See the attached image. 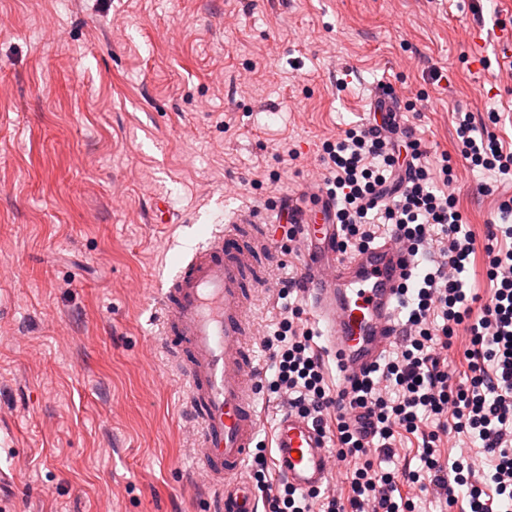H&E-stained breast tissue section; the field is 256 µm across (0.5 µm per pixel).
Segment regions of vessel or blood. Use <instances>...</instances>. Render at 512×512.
I'll list each match as a JSON object with an SVG mask.
<instances>
[{
	"label": "vessel or blood",
	"instance_id": "1",
	"mask_svg": "<svg viewBox=\"0 0 512 512\" xmlns=\"http://www.w3.org/2000/svg\"><path fill=\"white\" fill-rule=\"evenodd\" d=\"M306 294L324 347L342 379L374 369L401 335L402 287L417 262L396 237L343 254L333 205L318 195L307 207ZM273 250L266 227L234 220L198 243L159 290L162 333L187 376V408L197 434L194 457L216 495L212 512H258L245 478L262 416L250 317L253 288ZM275 471L307 493L333 475L328 436L299 414L281 416L272 431Z\"/></svg>",
	"mask_w": 512,
	"mask_h": 512
}]
</instances>
